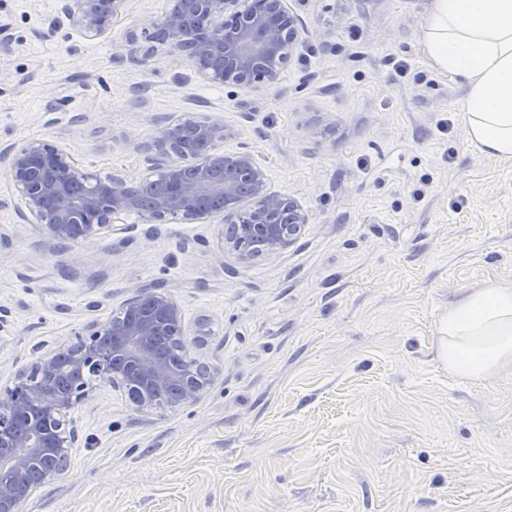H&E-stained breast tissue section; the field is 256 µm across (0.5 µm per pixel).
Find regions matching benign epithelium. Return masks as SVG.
I'll return each mask as SVG.
<instances>
[{
	"label": "benign epithelium",
	"instance_id": "benign-epithelium-1",
	"mask_svg": "<svg viewBox=\"0 0 512 512\" xmlns=\"http://www.w3.org/2000/svg\"><path fill=\"white\" fill-rule=\"evenodd\" d=\"M124 2L109 0L105 9L101 0H73L66 11L85 36L97 38L110 33ZM160 28L166 39L159 45L172 59L185 52L203 80L243 90L275 85L299 34L298 19L286 0H170L164 13L143 25L150 37ZM196 132L205 149L199 154L180 146L179 122L167 124L154 138L147 162L168 190L145 210L147 222L161 224L177 216L188 222L216 218L228 225L227 242L243 262L252 254L241 236L264 239L265 252L273 255L313 223L312 210L270 189L250 153L220 150L224 123L206 120L197 124ZM0 159L8 164L24 217L45 226L54 240L94 238L119 216L141 208L136 181L120 175L96 181L57 146L14 143L0 150ZM245 199L250 207L242 213L238 205ZM124 309L133 316L119 314L93 324L75 342L37 357L12 385L0 389V460L12 461L7 471H0V512H21L25 498L17 495L16 483L23 476H32L30 488L35 489L66 471L65 449L79 439L66 411L88 396L82 385L87 369L97 372L100 386L139 388L143 407L155 406L156 395L169 388L175 389L179 403L199 398L206 382L199 380L194 360L186 357L176 366L156 349L161 323L172 335L186 336L175 299L159 285L139 286Z\"/></svg>",
	"mask_w": 512,
	"mask_h": 512
}]
</instances>
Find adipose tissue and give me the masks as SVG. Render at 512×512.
<instances>
[{
  "mask_svg": "<svg viewBox=\"0 0 512 512\" xmlns=\"http://www.w3.org/2000/svg\"><path fill=\"white\" fill-rule=\"evenodd\" d=\"M423 32L427 56L467 87L459 104L469 141L512 159V0H434ZM439 357L458 378L512 365V288L486 282L449 308Z\"/></svg>",
  "mask_w": 512,
  "mask_h": 512,
  "instance_id": "ef3b65f1",
  "label": "adipose tissue"
}]
</instances>
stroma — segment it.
Instances as JSON below:
<instances>
[{
	"label": "stroma",
	"mask_w": 512,
	"mask_h": 512,
	"mask_svg": "<svg viewBox=\"0 0 512 512\" xmlns=\"http://www.w3.org/2000/svg\"><path fill=\"white\" fill-rule=\"evenodd\" d=\"M167 4L128 0L94 39L62 0H0V147L63 144L82 172L142 181L170 119L218 120L224 152L250 151L315 221L247 262L212 219L129 212L61 245L22 219L0 162V386L147 284L210 376L150 409L92 386L67 413V474L23 512H512V368L463 382L437 357L467 291L512 287V159L469 142L465 87L425 55L433 0H287L291 60L245 91L161 50L116 56L130 33L148 49L142 22Z\"/></svg>",
	"instance_id": "1"
}]
</instances>
